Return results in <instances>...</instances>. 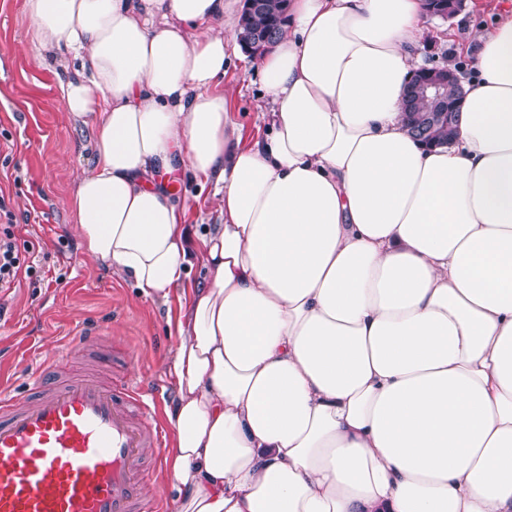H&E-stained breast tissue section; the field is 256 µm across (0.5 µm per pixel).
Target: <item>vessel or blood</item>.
Segmentation results:
<instances>
[{
  "instance_id": "vessel-or-blood-1",
  "label": "vessel or blood",
  "mask_w": 512,
  "mask_h": 512,
  "mask_svg": "<svg viewBox=\"0 0 512 512\" xmlns=\"http://www.w3.org/2000/svg\"><path fill=\"white\" fill-rule=\"evenodd\" d=\"M57 357L30 397L0 393V512H147L144 451L168 445L140 383L70 376Z\"/></svg>"
}]
</instances>
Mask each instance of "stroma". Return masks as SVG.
Instances as JSON below:
<instances>
[{
    "instance_id": "35a3bbf8",
    "label": "stroma",
    "mask_w": 512,
    "mask_h": 512,
    "mask_svg": "<svg viewBox=\"0 0 512 512\" xmlns=\"http://www.w3.org/2000/svg\"><path fill=\"white\" fill-rule=\"evenodd\" d=\"M495 16L466 9L449 20L426 19L421 53L432 67H466L459 40L492 25ZM29 21L23 0H0V197L12 214L18 247L33 276L0 290V384L25 394L48 353L71 358L73 336L96 323L101 365L113 377L137 378L156 402L158 422L177 398L169 361L177 343L179 298L161 305L131 282L95 267L74 233L71 196L92 161L88 128L74 124L59 103L54 69L25 45ZM224 92L245 141L257 134L256 112L266 92L252 56L240 54L224 76ZM146 500L176 506L163 459L148 454Z\"/></svg>"
}]
</instances>
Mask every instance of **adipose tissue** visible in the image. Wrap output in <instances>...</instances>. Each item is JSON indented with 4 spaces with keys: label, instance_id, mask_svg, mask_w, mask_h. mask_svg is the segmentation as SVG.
<instances>
[{
    "label": "adipose tissue",
    "instance_id": "1",
    "mask_svg": "<svg viewBox=\"0 0 512 512\" xmlns=\"http://www.w3.org/2000/svg\"><path fill=\"white\" fill-rule=\"evenodd\" d=\"M464 41L454 139L404 109L425 0H288L249 145L238 0H24L91 131L93 264L170 301L179 512H512V0ZM214 186L193 229L172 181ZM252 56L240 45V56L229 66L224 75V92L237 120L243 126L244 142L249 143L257 134L256 112L266 100V92L256 73Z\"/></svg>",
    "mask_w": 512,
    "mask_h": 512
}]
</instances>
